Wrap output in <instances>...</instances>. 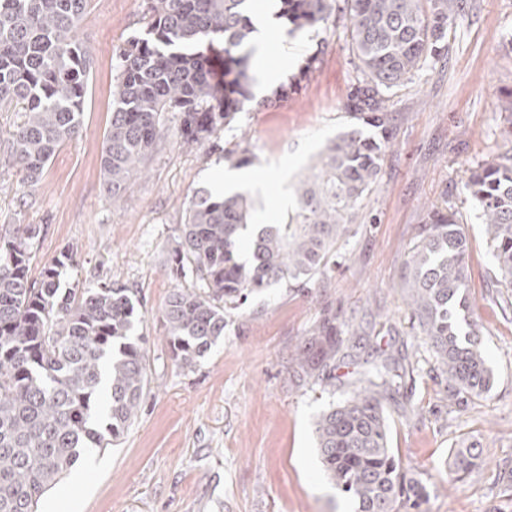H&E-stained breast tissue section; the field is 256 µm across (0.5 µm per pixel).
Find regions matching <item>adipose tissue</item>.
<instances>
[{"instance_id":"ef3b65f1","label":"adipose tissue","mask_w":512,"mask_h":512,"mask_svg":"<svg viewBox=\"0 0 512 512\" xmlns=\"http://www.w3.org/2000/svg\"><path fill=\"white\" fill-rule=\"evenodd\" d=\"M278 14L276 0H254L252 19L255 31L249 45L255 50V92L259 95L264 94L282 76L281 71L268 68L264 64L271 42L283 43L288 39L286 30L278 23Z\"/></svg>"}]
</instances>
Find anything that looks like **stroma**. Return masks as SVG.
<instances>
[{
	"mask_svg": "<svg viewBox=\"0 0 512 512\" xmlns=\"http://www.w3.org/2000/svg\"><path fill=\"white\" fill-rule=\"evenodd\" d=\"M346 24L333 18L294 31L287 51L271 47L270 66L281 54L291 59L281 79L291 92L284 99L268 92V107L245 108L216 145L185 148L179 113H164L117 203L103 178V148L118 55L147 26L143 0H89L78 29L93 60L82 127L35 185H25L9 159L8 132L23 115L0 110V234L40 226L31 278L67 251L73 263L62 287L132 288L148 356L141 412L122 443L94 449L103 466L79 481L64 476L41 496L38 512H352L321 470L314 423L350 394L376 347L407 370L383 410L394 454L427 486L426 512H512V288L498 281L485 226L463 188L478 163L512 155V0H466L444 57L390 92L379 178L355 204L324 272L304 288L249 295L194 369L171 356L162 307L174 289L196 282L170 271L192 196L212 188L225 149L240 146L269 180L254 223L282 224L297 210L299 180L356 124L344 108L357 79ZM313 55L314 70L300 77ZM435 208L454 212L469 240L471 318L493 373L489 393L465 407L449 404L433 360L416 354L419 329L398 289ZM331 318L361 325L363 348L344 346L328 366L335 386L298 381L297 346ZM472 440L483 446L484 465L451 480L452 449Z\"/></svg>",
	"mask_w": 512,
	"mask_h": 512,
	"instance_id": "35a3bbf8",
	"label": "stroma"
}]
</instances>
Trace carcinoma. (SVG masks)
Wrapping results in <instances>:
<instances>
[{
    "label": "carcinoma",
    "instance_id": "1",
    "mask_svg": "<svg viewBox=\"0 0 512 512\" xmlns=\"http://www.w3.org/2000/svg\"><path fill=\"white\" fill-rule=\"evenodd\" d=\"M88 0H0V103L22 106L9 131L10 158L35 184L52 156L78 135L91 56L76 39ZM281 17L319 28L335 13L350 22L359 72L344 108L374 133L341 134L322 170L299 181V208L285 224H263L239 255L252 207L240 194L200 190L187 208L172 272L196 274L177 288L162 319L172 358L192 367L224 336L225 316L274 284L306 286L323 272L350 223L356 201L377 182L390 139L386 93L448 48V30L465 0H280ZM144 35L120 54L103 150L108 192L125 193L161 131L178 112L187 146H201L253 100L249 84L254 29L251 0H146ZM464 189L479 212L501 279L512 287V156L472 169ZM35 224L0 237V512H36L42 494L89 448L120 443L148 384L145 337L131 289L115 284L60 288L63 253L30 279ZM469 241L451 212L434 210L411 248L404 299L435 359L448 402L466 406L489 392L492 372L475 328L464 332ZM325 319L295 357L301 381H324L344 336ZM401 377L392 358L374 360L351 395L315 421L322 465L356 512H423L427 486L407 476L389 446L382 401ZM484 463L480 444L453 449L450 476Z\"/></svg>",
    "mask_w": 512,
    "mask_h": 512
}]
</instances>
